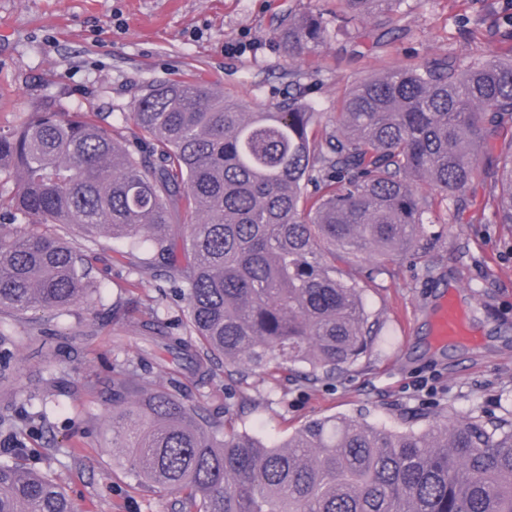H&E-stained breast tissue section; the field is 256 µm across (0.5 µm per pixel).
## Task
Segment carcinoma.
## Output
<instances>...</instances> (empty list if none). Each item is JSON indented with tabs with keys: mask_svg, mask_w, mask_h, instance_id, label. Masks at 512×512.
Here are the masks:
<instances>
[{
	"mask_svg": "<svg viewBox=\"0 0 512 512\" xmlns=\"http://www.w3.org/2000/svg\"><path fill=\"white\" fill-rule=\"evenodd\" d=\"M338 2L355 21L402 0ZM323 37L309 14L280 33L291 56ZM506 116L512 60L450 55L359 83L321 134L302 99L251 107L192 76L136 101L137 151L92 112L37 110L0 128V173L16 182L0 208L19 222L0 235V312L86 302L101 235L149 243L195 340L152 315L141 335L171 358V387L125 370L112 381V446L141 488L176 492L196 512H512L511 420L394 433L326 417L266 445L173 393L179 374L210 380L221 362L242 376L304 363L309 381L355 364L377 332L336 263L369 257L371 276L417 247L431 208L420 185L459 204L479 175L474 146ZM496 179V217L512 224V152ZM174 205L191 214L178 233ZM70 225L84 249L61 236ZM0 512L79 508L43 472L0 461Z\"/></svg>",
	"mask_w": 512,
	"mask_h": 512,
	"instance_id": "1",
	"label": "carcinoma"
}]
</instances>
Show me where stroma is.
Instances as JSON below:
<instances>
[{
    "label": "stroma",
    "instance_id": "35a3bbf8",
    "mask_svg": "<svg viewBox=\"0 0 512 512\" xmlns=\"http://www.w3.org/2000/svg\"><path fill=\"white\" fill-rule=\"evenodd\" d=\"M512 0H403L389 15L346 21L337 0H0V127L45 108L102 112L128 146L140 132L125 115L153 84L193 75L225 95L259 105L299 96L330 122L355 84L392 65L445 55L512 59L503 19ZM327 29L312 51L288 56L279 37L295 17ZM512 146V121L480 144V170L462 207L432 201L417 251L389 256L374 279L367 262L343 266L361 290L378 335L360 361L309 382L218 373L182 377V398L205 416L268 444L328 416L401 431L443 421L512 417V224L494 219L493 171ZM149 248L99 237L87 304L62 311L0 313V413L12 411L16 440L0 436V458L46 472L81 512H189L180 495L144 491L112 445V376L149 348L142 315L183 328L187 301L145 270ZM455 289L481 337L478 345L432 348L427 312L439 289ZM136 299L120 321L112 305ZM427 379L429 390L415 391Z\"/></svg>",
    "mask_w": 512,
    "mask_h": 512
}]
</instances>
